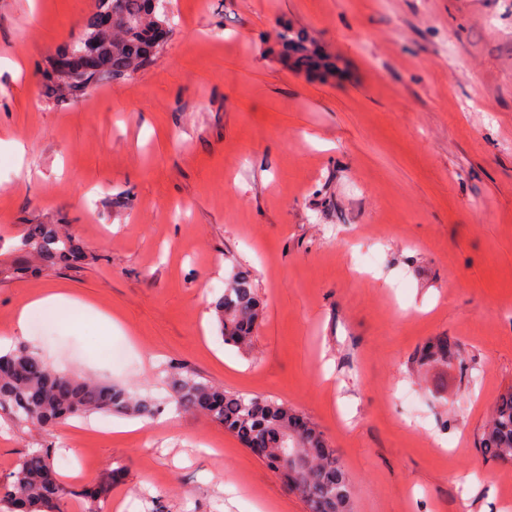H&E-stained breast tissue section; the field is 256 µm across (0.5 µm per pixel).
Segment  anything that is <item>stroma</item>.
<instances>
[{"instance_id":"1","label":"stroma","mask_w":512,"mask_h":512,"mask_svg":"<svg viewBox=\"0 0 512 512\" xmlns=\"http://www.w3.org/2000/svg\"><path fill=\"white\" fill-rule=\"evenodd\" d=\"M90 9L0 0V349L164 402L172 367L284 402L334 448L353 512H512V468L479 447L512 391V0H169L155 65L61 104L46 61ZM284 23L347 78L285 68ZM30 224L83 260L2 275ZM239 266L263 305L247 353L210 313ZM47 291L69 316L19 329ZM90 306L117 328L73 327ZM439 337L447 362L419 363ZM124 420L0 408V482L46 448L63 512L101 484L98 512H308L220 424L166 402ZM73 301L61 292H46L40 297L28 303L22 310L19 317V327L23 328L34 312L54 311L63 312Z\"/></svg>"}]
</instances>
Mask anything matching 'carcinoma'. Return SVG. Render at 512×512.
<instances>
[{"label": "carcinoma", "instance_id": "1", "mask_svg": "<svg viewBox=\"0 0 512 512\" xmlns=\"http://www.w3.org/2000/svg\"><path fill=\"white\" fill-rule=\"evenodd\" d=\"M111 15L99 26L91 20L71 41L94 51L87 69L65 70L51 61L45 75L46 94L60 102L87 95L105 80H124L154 64L170 32L162 0H97ZM282 61L291 69L328 79L336 76L330 53L290 26L276 34ZM20 250L44 262H72L82 251L71 236L52 224H32L21 239ZM250 271H232L230 283L215 303V314L224 344L247 351L262 317ZM421 359L448 360V339L428 344ZM166 402L178 409L200 412L235 435L246 447L264 450L272 470L288 456H305L300 484L294 488L311 512H351L348 478L335 452L322 434L291 407L272 399L219 390L182 373L168 380ZM0 406L21 423L50 426L78 415L118 412L152 418L158 411L150 396L138 395L110 381L79 379L53 370L33 349L20 346L0 355ZM480 446L490 458L512 463V392L501 397L496 416L481 436ZM63 494L48 451L21 459L5 484L0 485V512H60Z\"/></svg>", "mask_w": 512, "mask_h": 512}]
</instances>
